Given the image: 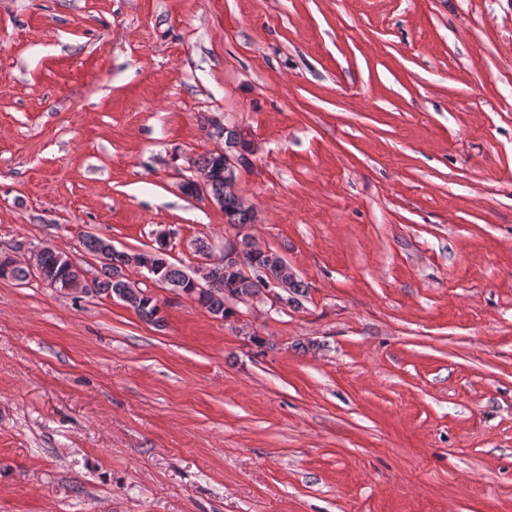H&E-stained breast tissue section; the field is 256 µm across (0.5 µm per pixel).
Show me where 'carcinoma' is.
Instances as JSON below:
<instances>
[{
	"label": "carcinoma",
	"instance_id": "carcinoma-1",
	"mask_svg": "<svg viewBox=\"0 0 512 512\" xmlns=\"http://www.w3.org/2000/svg\"><path fill=\"white\" fill-rule=\"evenodd\" d=\"M212 134L224 138V148L239 147L240 165L248 163L246 153L249 152V142L243 139L242 131L217 122H210ZM195 171L205 175L207 181L203 186L187 180L182 189L188 194L205 190L207 194L224 209V216L229 224H253L256 211L239 195L227 189L224 183V162L215 154H209L195 162ZM84 252L95 258L107 254L110 261L101 263L102 274L90 281L86 278L82 263L70 255L50 249L39 253L37 267L30 269L19 261L14 262L9 279L25 282L30 277L39 278L46 286L59 290L75 291L88 296L112 297L133 309L141 318L160 324L163 322L159 300L148 289L139 287L123 274L126 267H135L145 272V276L173 291L184 295L194 292L193 280L198 275L188 274L171 263L165 254L154 252H127L112 248L109 240L88 235L83 239ZM276 251L270 249L262 254L244 256L248 267L255 271L254 279L247 280L219 264L209 268L207 276L210 279L209 288L199 293L198 303L214 316L226 319L234 315L231 303L239 296L255 297L265 294L268 286L274 283L282 285L279 292L286 295L288 303L297 304L304 296L306 286L298 279L293 271L280 266L272 257Z\"/></svg>",
	"mask_w": 512,
	"mask_h": 512
}]
</instances>
